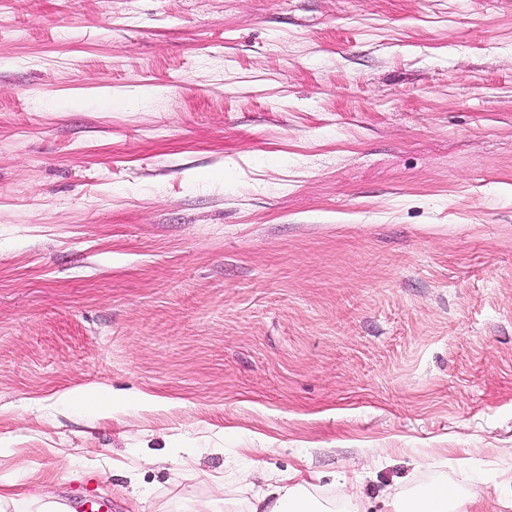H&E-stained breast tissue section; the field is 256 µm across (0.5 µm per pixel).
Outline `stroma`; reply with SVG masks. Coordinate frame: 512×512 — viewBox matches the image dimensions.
Here are the masks:
<instances>
[{
    "label": "stroma",
    "instance_id": "stroma-1",
    "mask_svg": "<svg viewBox=\"0 0 512 512\" xmlns=\"http://www.w3.org/2000/svg\"><path fill=\"white\" fill-rule=\"evenodd\" d=\"M509 448L512 0H0V474L505 512ZM479 502V494L464 492L458 482L445 478L431 484L413 501L401 496L388 506L390 512H480Z\"/></svg>",
    "mask_w": 512,
    "mask_h": 512
}]
</instances>
